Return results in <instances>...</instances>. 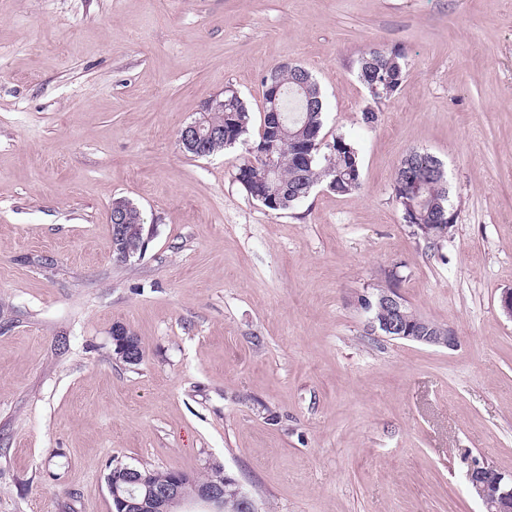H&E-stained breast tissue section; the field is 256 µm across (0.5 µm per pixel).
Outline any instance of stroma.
<instances>
[{"mask_svg":"<svg viewBox=\"0 0 512 512\" xmlns=\"http://www.w3.org/2000/svg\"><path fill=\"white\" fill-rule=\"evenodd\" d=\"M372 46L407 70L368 125ZM287 62L361 188L274 212L237 182L242 148L178 135L228 87L259 129ZM414 148L448 173L436 249L395 199ZM117 198L149 232L124 263ZM391 272L457 347L372 330L358 299ZM509 289L512 0H0V512H112L113 459L221 464L260 512H483L468 464L512 474ZM135 337L124 325L117 324L112 328V344L116 345L117 357L127 365H137L143 359L141 342L138 339L139 347Z\"/></svg>","mask_w":512,"mask_h":512,"instance_id":"35a3bbf8","label":"stroma"}]
</instances>
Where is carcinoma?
Instances as JSON below:
<instances>
[{"mask_svg":"<svg viewBox=\"0 0 512 512\" xmlns=\"http://www.w3.org/2000/svg\"><path fill=\"white\" fill-rule=\"evenodd\" d=\"M406 74L405 54L402 50L372 48L360 59L358 78L368 86L376 80L387 79L394 88H401ZM291 64H279L271 68L263 80L276 82L283 90L279 109L286 132L279 136H268L259 130L258 138L248 143L244 136L249 132L251 116L244 101L233 94L224 92V111L209 112V122L224 126V140L215 141L209 146V155H215L238 143L245 145V156L237 168V173H248L253 187L268 196L274 195L278 205L263 203L271 211H286L308 197L312 188L322 182H336L334 193L347 195L360 188V166L358 152L351 141L343 135L332 139V144H322L309 148L310 160L297 165L293 162L296 148L295 138L301 133L321 130L324 126L325 104L323 95L315 79H310L307 90L299 92L294 83ZM269 151L278 161L277 177L265 179V170L255 149ZM424 178L419 188L420 204L415 212L404 218L409 224H433L438 213H448L447 173L424 163L418 168ZM224 512H245L232 483L224 486Z\"/></svg>","mask_w":512,"mask_h":512,"instance_id":"cac0c4a2","label":"carcinoma"}]
</instances>
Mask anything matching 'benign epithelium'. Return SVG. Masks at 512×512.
<instances>
[{"label":"benign epithelium","instance_id":"1","mask_svg":"<svg viewBox=\"0 0 512 512\" xmlns=\"http://www.w3.org/2000/svg\"><path fill=\"white\" fill-rule=\"evenodd\" d=\"M270 106L268 131L279 135L283 131V122L277 108L280 86L272 83L266 89ZM206 117L196 118L185 125L178 142L180 148L188 152H202L208 141L224 139V127H212L205 123ZM402 183L406 185L400 201L406 207H413L417 194V179L406 172ZM109 224L114 245L115 260L126 262L131 252L126 249V241L136 230L132 226L126 210H110ZM380 315L371 319V327L383 330L394 340L413 341L435 347H454L457 345L455 332L447 327H433L427 319H414L406 311V300L393 288H379L376 295ZM112 343L116 345L118 358L127 365H137L143 359V353L129 330L117 324L112 327ZM465 481L470 495L478 500L484 512H512V475H506L485 459H475L465 473ZM113 512H170L175 506L186 507L200 504L208 512H223L224 488L197 477L175 471L167 485L154 488L148 483V476L134 465L117 466L116 476L112 478Z\"/></svg>","mask_w":512,"mask_h":512}]
</instances>
